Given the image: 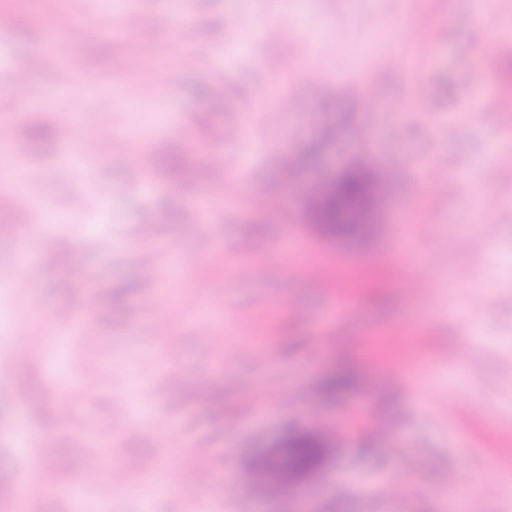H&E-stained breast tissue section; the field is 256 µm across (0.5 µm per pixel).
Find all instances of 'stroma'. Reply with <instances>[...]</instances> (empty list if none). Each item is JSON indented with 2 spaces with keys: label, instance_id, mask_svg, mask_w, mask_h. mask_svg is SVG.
I'll return each instance as SVG.
<instances>
[{
  "label": "stroma",
  "instance_id": "obj_1",
  "mask_svg": "<svg viewBox=\"0 0 512 512\" xmlns=\"http://www.w3.org/2000/svg\"><path fill=\"white\" fill-rule=\"evenodd\" d=\"M170 5L139 0L133 29L59 42L75 73L31 68L46 22H92L110 0H0L16 17L0 27V126L17 172L40 174L0 209V512H448L450 488L469 512H512V112L496 109L512 0L483 25L472 0H191L187 41ZM61 108L72 140L24 134ZM108 133L123 156L93 162ZM174 156L191 178L169 173ZM350 164L396 174L355 245L302 216ZM146 252L179 257V276L149 280ZM342 371L352 385L327 393ZM219 383L220 420L202 402ZM123 417L136 423L114 435ZM309 430L329 444L316 479L260 493L253 460ZM168 469L206 471V493L151 498Z\"/></svg>",
  "mask_w": 512,
  "mask_h": 512
}]
</instances>
